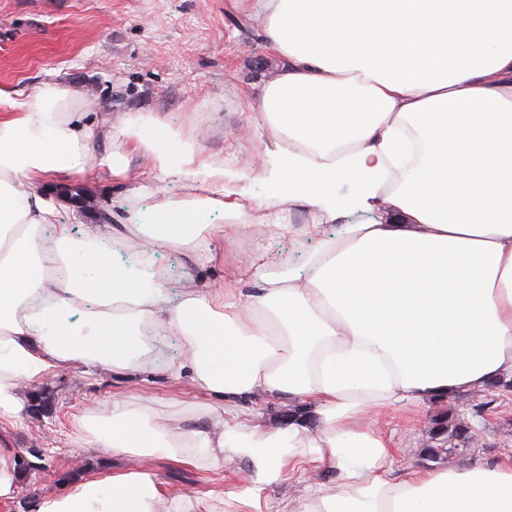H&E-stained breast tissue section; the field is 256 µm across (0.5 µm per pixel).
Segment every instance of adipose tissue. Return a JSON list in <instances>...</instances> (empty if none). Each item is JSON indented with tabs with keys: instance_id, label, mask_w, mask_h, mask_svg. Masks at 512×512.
Masks as SVG:
<instances>
[{
	"instance_id": "obj_1",
	"label": "adipose tissue",
	"mask_w": 512,
	"mask_h": 512,
	"mask_svg": "<svg viewBox=\"0 0 512 512\" xmlns=\"http://www.w3.org/2000/svg\"><path fill=\"white\" fill-rule=\"evenodd\" d=\"M280 66L250 97L277 148L268 198L304 204L329 222L390 202L385 220L341 225L320 238L301 271L260 266L232 297L183 284L172 308L150 271L153 253L112 261V227L84 225L73 241L41 189L47 174L82 172L94 131L70 108L83 93L44 87L36 99L0 90V414L23 381L75 361L140 365L143 326L180 336L168 364L209 392L261 393L318 409L264 433L213 415L180 432L153 424L124 398L87 445L163 453L220 466L250 461L242 495L258 499L287 466L335 471L313 484L301 512H512V456L399 474L376 432L385 411L480 390L512 378V0H249ZM123 133L160 170L205 186L172 202L150 236L209 262L202 213L249 218L225 179L246 172L174 163L175 133L142 116ZM352 192L341 197L338 183ZM81 311L86 333L69 324ZM162 493L129 470L44 501L40 512H154Z\"/></svg>"
}]
</instances>
